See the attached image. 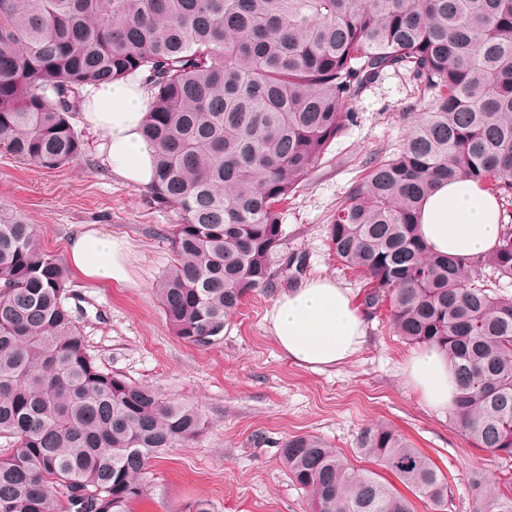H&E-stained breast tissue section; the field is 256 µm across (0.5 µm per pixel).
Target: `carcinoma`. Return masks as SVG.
<instances>
[{"label": "carcinoma", "mask_w": 512, "mask_h": 512, "mask_svg": "<svg viewBox=\"0 0 512 512\" xmlns=\"http://www.w3.org/2000/svg\"><path fill=\"white\" fill-rule=\"evenodd\" d=\"M431 95L398 152L377 154L336 206L337 261L367 280L409 345L436 346L458 387L451 423L512 462V224L496 249L431 253L425 198L470 178L512 201V0H0V147L58 169L85 154L75 126L89 85L142 79L150 187L178 210L157 288L175 336L220 343L243 301L273 285L279 208L357 122L353 104L388 71ZM68 266L0 203V512H130L170 448L207 426L193 402L100 367L67 306ZM357 454L432 512L448 476L397 429L369 425ZM279 463L308 512H414L375 470L324 439L289 437ZM475 512H512V483Z\"/></svg>", "instance_id": "carcinoma-1"}]
</instances>
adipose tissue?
Listing matches in <instances>:
<instances>
[{
  "label": "adipose tissue",
  "mask_w": 512,
  "mask_h": 512,
  "mask_svg": "<svg viewBox=\"0 0 512 512\" xmlns=\"http://www.w3.org/2000/svg\"><path fill=\"white\" fill-rule=\"evenodd\" d=\"M151 98L140 80H120L90 89L79 121L100 137L112 172L136 188L151 186L156 147L141 129ZM420 234L432 251L468 257L494 250L500 207L495 194L462 178L439 186L423 203ZM69 263L81 279L103 287L135 286L132 249L123 238L86 224L66 243ZM273 338L288 359L311 370L348 361L365 342L364 318L349 295L329 278L310 279L282 293L267 315ZM404 375L422 403L445 410L458 390L447 356L424 347L411 354Z\"/></svg>",
  "instance_id": "ef3b65f1"
}]
</instances>
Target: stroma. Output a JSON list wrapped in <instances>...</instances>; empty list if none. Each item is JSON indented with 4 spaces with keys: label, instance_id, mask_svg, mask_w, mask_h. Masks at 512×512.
Returning <instances> with one entry per match:
<instances>
[{
    "label": "stroma",
    "instance_id": "1",
    "mask_svg": "<svg viewBox=\"0 0 512 512\" xmlns=\"http://www.w3.org/2000/svg\"><path fill=\"white\" fill-rule=\"evenodd\" d=\"M429 101L408 72H387L357 100L359 119L332 142L311 178L281 210L279 261L302 257L257 291L209 348L177 338L160 312L155 288L172 259L167 231L174 208L122 182L99 157L97 135L83 131L86 157L60 169L24 164L0 150V201L32 224L44 251L64 256L81 225L125 237L133 250V288L92 286L75 279L68 306L98 365L165 395L196 402L207 428L196 442L168 449L133 512H188L208 501L212 512H306L307 495L282 469L278 448L310 433L354 456L360 429L386 422L452 476L454 512H474L481 475L486 486L512 477L490 452L470 446L444 411L420 402L403 374L413 350L391 327L386 309H363L367 342L350 361L312 371L288 360L266 318L277 297L300 282L327 277L361 306L366 280L337 262L328 243L336 206L376 151L394 153Z\"/></svg>",
    "mask_w": 512,
    "mask_h": 512
}]
</instances>
